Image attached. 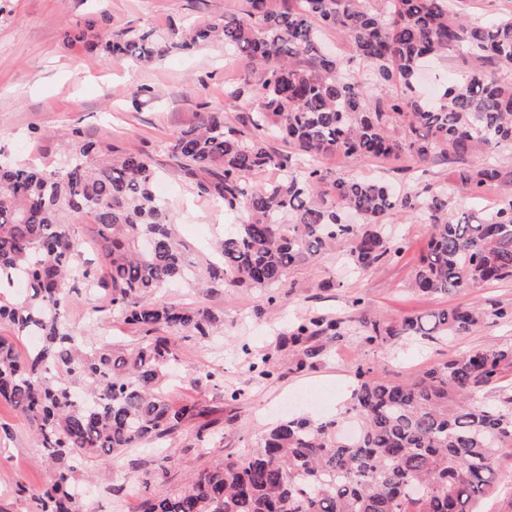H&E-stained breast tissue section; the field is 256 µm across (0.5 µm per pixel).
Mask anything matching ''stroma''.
Segmentation results:
<instances>
[{
    "label": "stroma",
    "mask_w": 512,
    "mask_h": 512,
    "mask_svg": "<svg viewBox=\"0 0 512 512\" xmlns=\"http://www.w3.org/2000/svg\"><path fill=\"white\" fill-rule=\"evenodd\" d=\"M238 0H0V148L25 161L32 155L60 162L75 136L115 143L132 152L148 154L167 187V199L179 219V233L196 249L236 223L235 215L197 193L178 173L161 148L171 134L193 121L196 112L221 110L224 119L238 123L257 111L258 98L228 100L226 84L243 70L240 58L210 45L193 54L175 56L145 67L105 60L85 44H68L65 34L76 27L96 28L128 24L166 30L203 21L233 10ZM150 88L139 109L130 100L141 88ZM41 137L32 140L31 129ZM324 167L377 177L387 169L404 168L403 187L418 190L428 184H447L451 162L436 158L424 166L409 158L371 161L359 157L328 156ZM388 223L394 239L406 250L392 263L355 272L342 250L323 254L313 265L293 271V288L276 317L259 315L261 292L240 288L163 289L160 303L212 309L224 318L223 337L198 341L176 339L182 377L175 397L205 407L220 433L207 454L196 449V429L187 425L179 446L160 477L171 490L207 463L209 456L238 455L252 447L280 418L307 415L328 419L338 413L348 395L357 366L374 368L387 380L409 379L429 365L453 355L494 343L512 342V324L488 323L480 331L443 342L406 343L392 340L379 346L364 343L356 332L324 342L311 367L294 372L292 350H278L281 367L270 378L251 368L260 353L278 349L288 327L313 315L331 318L363 315L398 323L414 313L447 308L459 303L494 298L512 304V282L486 286L465 295H425L412 291L409 280L428 238L426 224L393 212ZM335 282L320 288L323 279ZM105 291L72 294L68 321L78 331H93L99 340L122 350L138 341L136 331L114 319L89 328L92 307L102 304ZM212 373L211 381L191 385L199 370ZM41 449L30 423L7 403H0V512H33V496L52 474L39 463ZM156 469L155 457L132 450L117 462L87 461L91 494L83 498L84 512H139L140 497L130 488Z\"/></svg>",
    "instance_id": "1"
}]
</instances>
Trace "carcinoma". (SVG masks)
<instances>
[{
	"mask_svg": "<svg viewBox=\"0 0 512 512\" xmlns=\"http://www.w3.org/2000/svg\"><path fill=\"white\" fill-rule=\"evenodd\" d=\"M240 0L237 11L189 30L105 28L73 41L110 60L151 65L222 44L244 62L230 99L254 96L261 110L239 124L217 110L173 134L165 150L198 193L239 215L213 248L189 260L178 217L155 195L151 158L115 144L76 138L57 166L16 163L0 151V323L12 335L43 338L20 356L0 336V402L33 427L41 463L52 478L33 512H81L78 468L148 445L172 448L185 425L206 410L178 401L164 383L178 364L172 335L200 341L224 326L208 308L161 304L172 283L266 291L326 251L348 247L360 271L395 260L387 216L400 211L429 225L411 288L448 294L512 281V192L487 211L452 212L454 199H479L492 185H512V169L474 160L443 187L404 192L321 165L329 154L375 161H429L442 147L462 159L480 148L512 145V14L478 22L455 0ZM344 37L351 55L370 63L360 78L348 60L322 51L321 31ZM450 54L477 65L442 96L416 89L423 62ZM400 82L399 94L389 86ZM288 149L274 151L268 140ZM272 172L268 179L263 175ZM97 229L107 271L108 305L90 323L120 317L139 331L129 352L76 334L67 321L70 293L98 284L75 226ZM512 324V305L485 298L395 326L367 318L313 316L283 338L301 354L310 342L338 339L353 325L364 342L391 338L440 341L469 335L486 321ZM512 344L452 356L415 377L388 382L359 366L345 410L326 420L278 421L245 453L214 458L177 490L146 484L142 512H482L481 502L507 486L497 467L512 448ZM500 391L485 403L478 393Z\"/></svg>",
	"mask_w": 512,
	"mask_h": 512,
	"instance_id": "obj_1",
	"label": "carcinoma"
}]
</instances>
